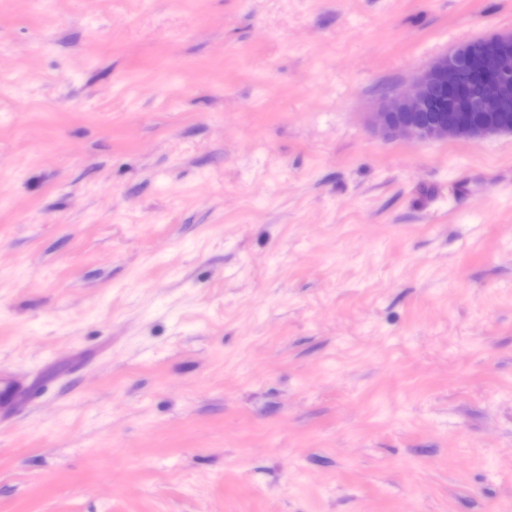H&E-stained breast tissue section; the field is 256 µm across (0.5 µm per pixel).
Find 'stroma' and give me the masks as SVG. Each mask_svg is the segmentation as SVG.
Instances as JSON below:
<instances>
[{
  "instance_id": "stroma-1",
  "label": "stroma",
  "mask_w": 512,
  "mask_h": 512,
  "mask_svg": "<svg viewBox=\"0 0 512 512\" xmlns=\"http://www.w3.org/2000/svg\"><path fill=\"white\" fill-rule=\"evenodd\" d=\"M512 0H0V512H512V134L371 114Z\"/></svg>"
}]
</instances>
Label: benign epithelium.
I'll use <instances>...</instances> for the list:
<instances>
[{
  "instance_id": "7a95c632",
  "label": "benign epithelium",
  "mask_w": 512,
  "mask_h": 512,
  "mask_svg": "<svg viewBox=\"0 0 512 512\" xmlns=\"http://www.w3.org/2000/svg\"><path fill=\"white\" fill-rule=\"evenodd\" d=\"M512 40V33L492 35L455 46L429 63L406 90L389 94L372 113L384 136L419 141L484 138L506 132L496 121L474 122L472 112L512 110V61L490 43ZM475 68L484 85L467 93L460 80Z\"/></svg>"
}]
</instances>
